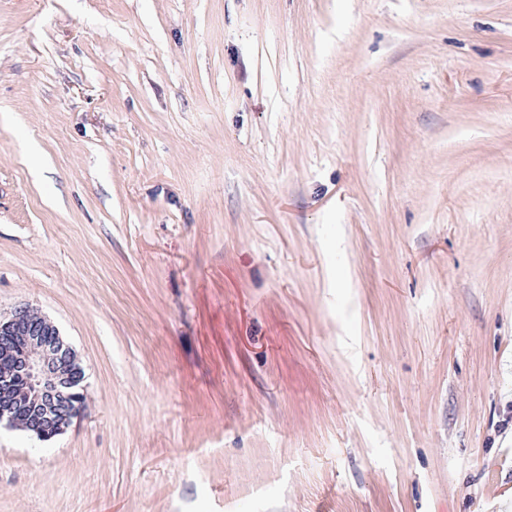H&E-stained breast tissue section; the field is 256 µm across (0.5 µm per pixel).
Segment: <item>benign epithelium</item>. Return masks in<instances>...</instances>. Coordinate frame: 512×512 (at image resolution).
Masks as SVG:
<instances>
[{"label": "benign epithelium", "mask_w": 512, "mask_h": 512, "mask_svg": "<svg viewBox=\"0 0 512 512\" xmlns=\"http://www.w3.org/2000/svg\"><path fill=\"white\" fill-rule=\"evenodd\" d=\"M83 380L52 322L26 306L0 319V423L41 440L61 434L80 414Z\"/></svg>", "instance_id": "1"}]
</instances>
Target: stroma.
Returning <instances> with one entry per match:
<instances>
[{"label": "stroma", "mask_w": 512, "mask_h": 512, "mask_svg": "<svg viewBox=\"0 0 512 512\" xmlns=\"http://www.w3.org/2000/svg\"><path fill=\"white\" fill-rule=\"evenodd\" d=\"M19 306L0 512H512V0H0ZM84 371L57 327L26 306L0 317V424L41 440L80 414Z\"/></svg>", "instance_id": "obj_1"}]
</instances>
